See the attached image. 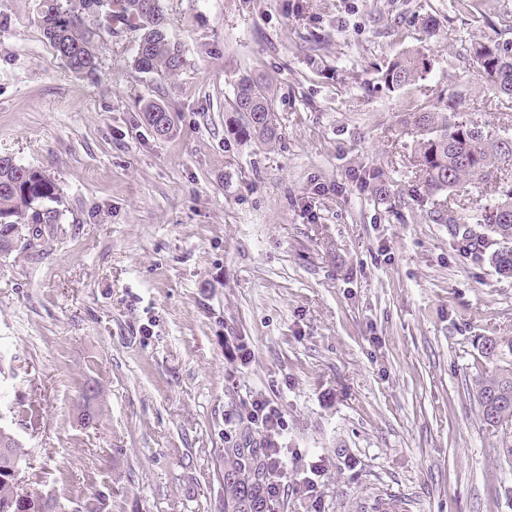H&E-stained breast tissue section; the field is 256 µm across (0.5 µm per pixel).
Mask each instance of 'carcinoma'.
Returning a JSON list of instances; mask_svg holds the SVG:
<instances>
[{"mask_svg": "<svg viewBox=\"0 0 512 512\" xmlns=\"http://www.w3.org/2000/svg\"><path fill=\"white\" fill-rule=\"evenodd\" d=\"M136 22L137 40L133 66L145 74L174 75L184 65L180 43L171 40L162 0H43L42 26L56 55L73 73L94 78L100 68L95 39L112 32V23ZM467 60L483 81L496 91L485 102L500 112L512 110V41L489 38L470 45ZM427 67L418 49L394 58L382 75L390 88L415 83ZM462 96L454 88L432 107L418 106L405 114L403 123L415 131L414 163L431 194L462 187L490 186L494 199L466 213H448V223L473 221L483 232L472 230L464 239L471 248L495 246L488 259L503 276H512V136L491 133L480 124L459 117ZM230 109L239 117L240 136L273 140L278 136L265 88L250 78L238 80ZM146 122L166 136L172 120L167 106L149 101ZM59 187L38 170L9 155L0 156V254L12 251L15 224H58L61 212ZM512 355V339H481V354L494 359ZM475 391L483 424L494 430L512 426V370L481 374ZM101 390L82 393L80 420L89 425L98 419ZM271 448H226L224 469L234 481L224 483V512H273L279 473L268 463ZM27 465V453L17 441L11 454L0 456V512H45L43 494L18 486L11 469Z\"/></svg>", "mask_w": 512, "mask_h": 512, "instance_id": "obj_1", "label": "carcinoma"}]
</instances>
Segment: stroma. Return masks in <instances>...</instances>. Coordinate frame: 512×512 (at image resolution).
Returning <instances> with one entry per match:
<instances>
[{
  "label": "stroma",
  "instance_id": "1",
  "mask_svg": "<svg viewBox=\"0 0 512 512\" xmlns=\"http://www.w3.org/2000/svg\"><path fill=\"white\" fill-rule=\"evenodd\" d=\"M185 65H132L113 24L95 79L44 38L40 0H0V155L60 188L43 246L0 255V427L25 448L22 486L102 512H224V450L255 399L281 413L275 512H512L501 433L478 373L512 365V278L463 251L415 174L411 103L495 92L459 61L512 0H163ZM436 19L426 31L427 19ZM421 50L424 79L388 89ZM268 88L271 142L238 136L237 80ZM165 104L169 135L144 119ZM103 392L98 423L76 402ZM40 411L26 419L28 406ZM425 55L418 49L409 50L394 58L382 75L389 88H403L415 83L426 70Z\"/></svg>",
  "mask_w": 512,
  "mask_h": 512
}]
</instances>
